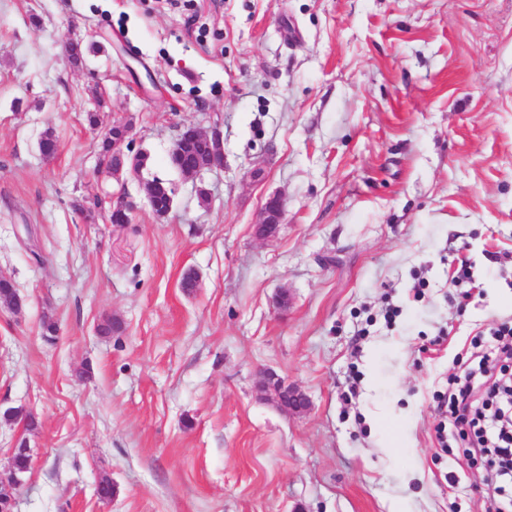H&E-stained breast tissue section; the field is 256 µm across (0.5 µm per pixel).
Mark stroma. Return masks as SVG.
<instances>
[{
	"mask_svg": "<svg viewBox=\"0 0 512 512\" xmlns=\"http://www.w3.org/2000/svg\"><path fill=\"white\" fill-rule=\"evenodd\" d=\"M115 122L151 159L122 186L98 169ZM189 125L224 138L194 178L168 164ZM122 190L130 223L77 208ZM0 272L24 299L0 308L17 512H493L436 406L512 322V0H0ZM266 370L307 414L260 399ZM173 189V195H175V189L166 185L163 181H147L144 183L145 195L149 206L152 208L153 213L159 218H165L169 215L172 208V195L171 190ZM160 196H166L169 199V205L166 208H162L159 205L166 206V199ZM159 198V199H158ZM158 199V204L156 200ZM283 199L280 196H272L266 202L261 212V219L256 226L262 228L264 235L269 236L276 232L279 224H283Z\"/></svg>",
	"mask_w": 512,
	"mask_h": 512,
	"instance_id": "obj_1",
	"label": "stroma"
}]
</instances>
